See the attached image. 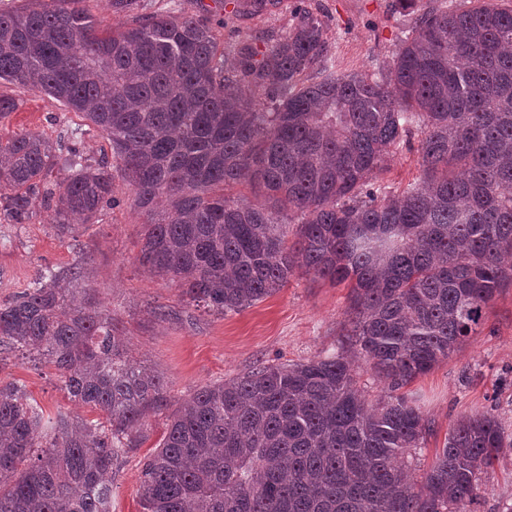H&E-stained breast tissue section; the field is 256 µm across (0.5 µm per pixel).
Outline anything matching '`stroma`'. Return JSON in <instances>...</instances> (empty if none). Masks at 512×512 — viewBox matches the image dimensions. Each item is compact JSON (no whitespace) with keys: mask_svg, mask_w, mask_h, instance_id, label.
<instances>
[{"mask_svg":"<svg viewBox=\"0 0 512 512\" xmlns=\"http://www.w3.org/2000/svg\"><path fill=\"white\" fill-rule=\"evenodd\" d=\"M322 21L337 71L373 72L391 60L408 34V16L395 0H274L262 15L238 16L233 4L214 0H141L145 14H209L229 57L263 51L284 37L301 8ZM0 95L20 101L7 130L37 132L65 158L71 132L85 121L37 90L0 82ZM119 204L78 235L62 236L47 211L28 224L0 223V302L32 287L41 270H79L78 287L90 289L127 339L129 355L164 376L171 407L196 389L241 376L262 364L306 362L336 352L344 339L349 290L296 270L272 296L240 312L221 315L187 303L176 282L153 274L140 259L145 214L121 177H114ZM0 381L23 385L46 414L98 418L91 407L70 401L54 367L35 366L7 352ZM432 425L412 462L422 476L460 414L491 411L512 435V285L489 304L478 335L406 388ZM167 429L166 413H148L139 448L112 476V512H141L144 460ZM512 505V447L480 476L471 512H503Z\"/></svg>","mask_w":512,"mask_h":512,"instance_id":"1","label":"stroma"}]
</instances>
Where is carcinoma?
I'll return each instance as SVG.
<instances>
[{
    "instance_id": "carcinoma-1",
    "label": "carcinoma",
    "mask_w": 512,
    "mask_h": 512,
    "mask_svg": "<svg viewBox=\"0 0 512 512\" xmlns=\"http://www.w3.org/2000/svg\"><path fill=\"white\" fill-rule=\"evenodd\" d=\"M80 2L0 11V80L82 114L112 157L74 144L55 178L47 137L0 135V221L50 210L73 237V216L93 224L117 204L116 170L147 215L142 263L190 301L236 313L302 268L350 288L336 354L181 402L141 469L142 512H466L512 437L489 411L458 416L414 489L405 458L431 428L400 389L477 335L512 283V6L397 0L411 35L369 74L336 71L308 11L229 62L192 14L111 31ZM260 93L268 112L243 104ZM416 126L420 177L379 184ZM2 349L52 364L106 422L46 417L0 384V512H110L114 468L169 405L163 377L131 360L88 289L51 271L0 304ZM350 354L388 381L378 398L357 388Z\"/></svg>"
}]
</instances>
